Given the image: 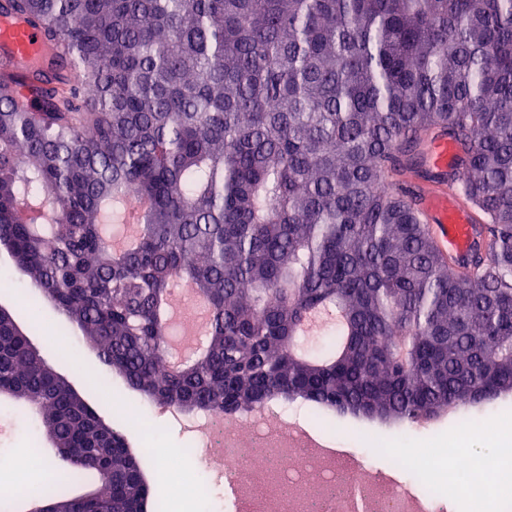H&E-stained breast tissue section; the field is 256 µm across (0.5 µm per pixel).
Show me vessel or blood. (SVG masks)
<instances>
[{
    "label": "vessel or blood",
    "mask_w": 512,
    "mask_h": 512,
    "mask_svg": "<svg viewBox=\"0 0 512 512\" xmlns=\"http://www.w3.org/2000/svg\"><path fill=\"white\" fill-rule=\"evenodd\" d=\"M41 31L31 25L0 22V62L16 69H26L32 57L41 51ZM456 149L445 136L435 137L426 153V165L439 175L435 181H418L421 211L440 248L455 257L469 254L478 242L479 216L463 197L454 192L440 176L453 166Z\"/></svg>",
    "instance_id": "b4317fda"
}]
</instances>
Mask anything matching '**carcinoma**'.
Returning a JSON list of instances; mask_svg holds the SVG:
<instances>
[{"label":"carcinoma","instance_id":"carcinoma-1","mask_svg":"<svg viewBox=\"0 0 512 512\" xmlns=\"http://www.w3.org/2000/svg\"><path fill=\"white\" fill-rule=\"evenodd\" d=\"M43 34L0 66V245L144 400L272 399L413 425L512 393V0H0ZM460 145L490 239L454 264L405 176ZM183 284L207 311L173 369ZM315 308L342 321L314 355ZM0 313V396L70 449L27 499L159 507L125 437ZM456 149L446 136H437L429 144L426 153V165L434 172L444 174L453 166Z\"/></svg>","mask_w":512,"mask_h":512}]
</instances>
